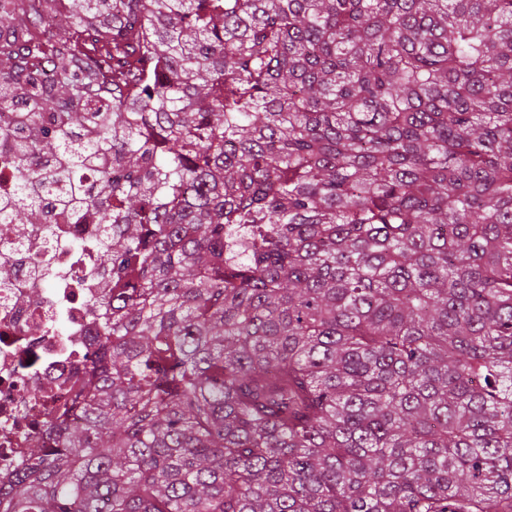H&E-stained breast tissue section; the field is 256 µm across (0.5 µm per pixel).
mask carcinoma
<instances>
[{
  "instance_id": "1",
  "label": "carcinoma",
  "mask_w": 512,
  "mask_h": 512,
  "mask_svg": "<svg viewBox=\"0 0 512 512\" xmlns=\"http://www.w3.org/2000/svg\"><path fill=\"white\" fill-rule=\"evenodd\" d=\"M4 109L110 290L0 512H512V0H69Z\"/></svg>"
}]
</instances>
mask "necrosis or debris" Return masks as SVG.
<instances>
[{
	"label": "necrosis or debris",
	"instance_id": "1",
	"mask_svg": "<svg viewBox=\"0 0 512 512\" xmlns=\"http://www.w3.org/2000/svg\"><path fill=\"white\" fill-rule=\"evenodd\" d=\"M100 233L89 215L62 225L54 244L41 240L16 254L18 284L36 299L17 308L0 298V472L32 444L47 411L66 407L73 369L92 348L89 311L102 288L86 257Z\"/></svg>",
	"mask_w": 512,
	"mask_h": 512
}]
</instances>
